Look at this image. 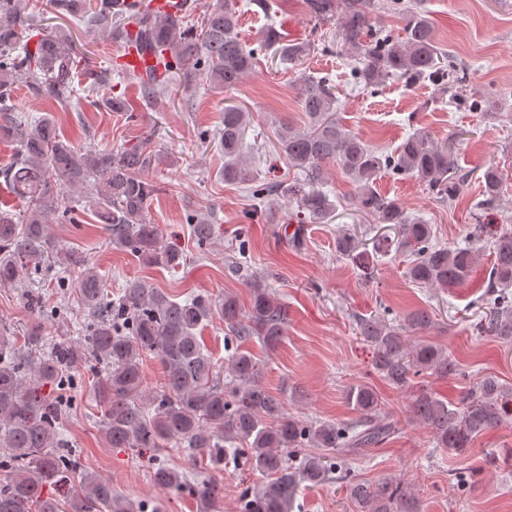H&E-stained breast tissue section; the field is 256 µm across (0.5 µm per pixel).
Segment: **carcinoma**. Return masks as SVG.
Here are the masks:
<instances>
[{
    "label": "carcinoma",
    "instance_id": "1",
    "mask_svg": "<svg viewBox=\"0 0 512 512\" xmlns=\"http://www.w3.org/2000/svg\"><path fill=\"white\" fill-rule=\"evenodd\" d=\"M30 0H0V141L14 146V157L0 168L12 192L25 204L18 212L0 209V287L30 272L39 274L56 257L64 274L57 286L74 289L85 317L74 343L47 347L42 325L33 323L22 344L10 327L0 325V447L9 458L0 469L18 472L0 483V512H161L156 506L134 504L112 492V482L81 468L79 458L63 437L70 403L61 391L72 383L69 367L78 351L99 365L93 395L103 408L104 429L112 448L187 449L207 454L219 464L240 459L269 476L246 490L240 512H294L299 488L323 485L338 474L357 512H419L414 491L392 479L377 483L354 479L349 457L377 448L398 432L397 421L382 412V402L364 383L348 388L347 403L358 418L343 423L308 422L291 415L285 401L267 387L259 359L242 348L257 340L266 351L281 343L287 323L284 304L260 280L251 282V300L243 309L235 297L215 301L203 294L177 301L133 279L112 293L98 270L79 253L63 247L49 232L54 215L73 219L74 207L65 204L67 191L89 194L96 222L110 231L112 248L127 252L147 266L175 269L183 254L160 245V229L147 223L149 201L158 186L144 177L152 162L149 141L116 148H79L59 132L51 115L29 117L13 111L15 90L47 102L67 104L78 94L74 75L86 71L92 84L112 83V66L95 67L87 52L61 25L28 38ZM55 17H73L106 39L132 42L142 54L154 56V67L126 73L138 84L140 103L179 91L166 79L182 72L183 82L206 74L215 88L233 89L258 63L273 52L281 61L300 63L314 50L309 41L286 43L272 25L264 27L256 43L239 34L240 15L233 0H210L199 25L188 24L195 5L182 0L181 12L159 17L144 9L131 14L129 0H49ZM308 14L318 22H337L336 35L323 47L357 53L360 66L354 78L367 88L390 79L414 84L430 78L438 85L460 79L450 56L436 46L432 23L412 0H305ZM386 10L403 21V36L373 27V16ZM302 109L309 125L288 126L279 135L288 166L302 172L293 183H255L241 160L248 114L224 105L219 145L224 150V181L245 183L256 199L279 193L295 201L303 224H325L335 206L323 190L326 165L337 164L355 183L357 210L393 231L377 239L373 251L356 232L336 234V255L350 260L371 278L377 257L394 253L406 258L404 277L415 285L451 288L471 275L475 248H489L492 267L482 297L485 316L474 325L477 333L512 340V229L488 231L486 210L500 200L503 171L491 162L478 182L481 199L473 207L475 224L464 245L438 242L433 227L411 219L396 199L381 194L375 182L387 171L418 180L436 200L450 202L459 195L469 174L455 165L452 144L439 145L427 134L408 136L390 154H379L356 134L344 130L336 118V84L328 77L306 76L300 88ZM111 112H133L124 95L103 101ZM193 237L208 244L215 225L196 222ZM224 318L229 336L227 356L219 369L205 348L203 323L214 315ZM388 311L360 315L358 334L376 351L375 369L393 385L417 387L406 412L426 426L439 448L468 453L477 439L512 420V390L495 376L477 381L463 398L452 403L419 378L458 376L461 368L441 348L413 338L430 325V314L413 310L396 322ZM158 356L166 369L159 392L145 390L143 356ZM161 489L185 490L205 505L221 500L215 481L198 479L164 463L152 467Z\"/></svg>",
    "mask_w": 512,
    "mask_h": 512
}]
</instances>
